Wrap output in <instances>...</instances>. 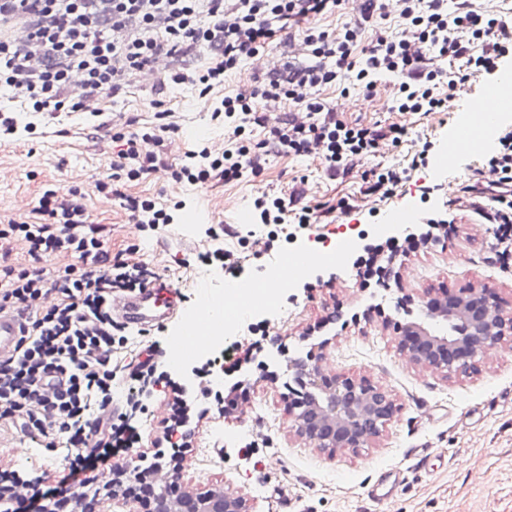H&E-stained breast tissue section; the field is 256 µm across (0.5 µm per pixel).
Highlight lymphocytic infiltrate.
<instances>
[{"instance_id": "f902f5d3", "label": "lymphocytic infiltrate", "mask_w": 512, "mask_h": 512, "mask_svg": "<svg viewBox=\"0 0 512 512\" xmlns=\"http://www.w3.org/2000/svg\"><path fill=\"white\" fill-rule=\"evenodd\" d=\"M94 2L0 0V91L14 92L36 115L82 112L88 98L117 96L158 57L204 47L203 66L171 67L166 80L192 84L200 96L211 97L210 119L228 136L221 153L198 139L172 158L170 135L178 126L164 101H155L151 125L111 135L116 150L110 171L96 183L111 196L159 169L177 185L256 177L271 154L315 152L329 178L349 174L382 144L400 146L406 129L347 122L312 89L353 81L369 92L377 77L390 75L396 79L393 111L426 116L447 110L458 84L494 75L512 53V27L484 0L452 6L447 0H400L399 29L391 35L379 25L387 17L380 0H369L360 17L334 32L313 20L342 10L347 0H104V16L93 11ZM292 27L300 28L314 64L224 94L226 78L244 59L265 52ZM440 59L458 62V70L437 67ZM263 100L287 103V115L260 111ZM254 125L264 129L263 139L246 138ZM488 166L496 179L487 187L491 205L480 213L495 225L506 259L512 257V129L500 134ZM305 197L297 185L285 196L265 193L254 199L253 212L263 224L330 217V207L305 204ZM123 201L134 223L153 231L174 223L183 207L130 195ZM110 233L91 221L75 188L45 190L31 216L0 220V241L22 242L33 261L65 253L86 265L81 272L71 265L33 272L0 265V307L16 309L28 323L17 355L0 361L1 421L73 444L92 427L102 448L134 444L133 427L112 418V347L127 339L112 333L109 301L114 292L142 287L154 273L105 248Z\"/></svg>"}]
</instances>
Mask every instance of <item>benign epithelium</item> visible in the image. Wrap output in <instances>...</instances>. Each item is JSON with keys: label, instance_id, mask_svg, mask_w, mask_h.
I'll return each instance as SVG.
<instances>
[{"label": "benign epithelium", "instance_id": "7a95c632", "mask_svg": "<svg viewBox=\"0 0 512 512\" xmlns=\"http://www.w3.org/2000/svg\"><path fill=\"white\" fill-rule=\"evenodd\" d=\"M398 346L411 359L443 373L477 370L488 347L512 338V309L496 295L474 289L463 296L428 297L418 314L394 323ZM313 352L288 357L286 367L304 391L290 400L298 435L321 448H362L379 436L396 410L394 401L365 380L329 376ZM155 512H252L246 500L220 489L169 499L160 491Z\"/></svg>", "mask_w": 512, "mask_h": 512}]
</instances>
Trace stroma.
Listing matches in <instances>:
<instances>
[{
	"label": "stroma",
	"instance_id": "obj_1",
	"mask_svg": "<svg viewBox=\"0 0 512 512\" xmlns=\"http://www.w3.org/2000/svg\"><path fill=\"white\" fill-rule=\"evenodd\" d=\"M493 84L490 76L476 79L470 96L455 97L447 111L426 116L391 111L388 78L369 95L357 87L346 93L323 88L321 98L335 104L346 121L405 125L403 145L384 147L377 163L408 165L422 144L430 143L426 164L412 170L391 199L378 202L364 195L358 177L328 180L322 161L310 155L272 157L258 177L199 187L184 188L152 174L128 183L125 193L162 203L182 199L186 212L201 216L200 222L183 221L157 233L133 230L119 200L95 188L112 161L107 128L130 117L150 125L152 103L162 99L179 125L172 155L197 136L222 143L223 131L209 124L207 100L191 86L172 87L161 80L144 86L132 78L119 96L102 100L106 129L97 136H90L84 116L75 114L37 119L33 132L0 143V217L29 216L46 189L76 188L92 221L111 228L106 247L116 253L136 246L137 259L179 293L174 314L161 327L142 334L128 329L127 345L112 352V384L122 392L116 411L134 426L135 447L115 449L104 461L95 448L77 449L51 435H22L0 424V469L20 465L24 458L25 474L39 479V495L28 500V507L33 510L42 499L68 491L93 497L114 483V463L169 450L166 423L179 394L194 412L189 421L194 435L178 453L183 466L178 493L221 489L246 499L252 512H512V341L485 352L478 373L446 375L401 354L391 324L397 298L417 300L429 292L484 289L512 307V265H502L494 225L483 223L474 195L462 190L466 184L482 185L486 160L461 156L441 162L474 98ZM302 179L311 201L335 207L333 222L285 226V239L274 251H265L261 243L267 227L247 220L254 199L265 192L288 193ZM395 212L410 214L415 223L429 215L446 222L429 248L379 253L377 265L393 268L397 277L390 282L384 316L366 320L362 313L373 302L376 284L357 259L366 243L384 242V235L371 228L390 224ZM228 224L238 228L239 238L221 235ZM208 228L219 231L220 247L238 254L237 274L245 278L288 251L346 248L343 261L315 260L292 287L281 290L280 308L264 325L245 315L238 333L212 353L214 368L225 373L222 393L234 401L225 411L218 409L204 378L179 393L183 372L167 356L172 339L196 311L200 287L212 290L229 278L199 257L208 248ZM337 311L348 317L347 326L333 322ZM276 334L293 350L324 343L320 365L325 373L364 379L387 391L398 410L381 435L363 448L335 450L313 447L299 436L287 412L285 376L269 373L264 365L261 347ZM77 456L84 469L72 481L66 474Z\"/></svg>",
	"mask_w": 512,
	"mask_h": 512
}]
</instances>
